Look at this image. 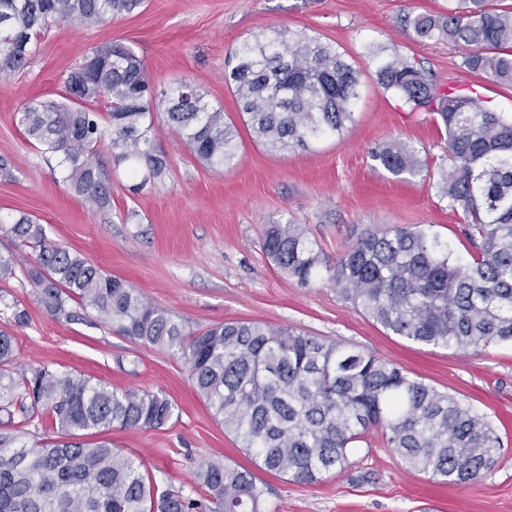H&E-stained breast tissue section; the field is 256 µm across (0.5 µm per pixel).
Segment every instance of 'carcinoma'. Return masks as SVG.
<instances>
[{"label": "carcinoma", "mask_w": 512, "mask_h": 512, "mask_svg": "<svg viewBox=\"0 0 512 512\" xmlns=\"http://www.w3.org/2000/svg\"><path fill=\"white\" fill-rule=\"evenodd\" d=\"M142 5L0 0V78L28 66L50 22L102 23ZM404 22L418 41L466 49L460 68L512 86V7L457 0L443 16ZM85 61L89 65L63 75V95L28 103L19 123L43 154L59 158L64 181L88 208L105 211L112 202V187L92 162L101 146L116 163L145 168L139 185L164 180L168 162L151 135L155 112H165L202 165L216 169L234 160L235 131L224 122L223 107L203 102L195 85L180 81L156 96L142 60L122 42L94 48ZM376 76L384 90L439 116L451 168L434 186L449 208L462 209L470 258L458 256L430 226L408 224L365 229L333 260L304 225L288 222L265 225L266 256L301 287L324 278L340 286L365 317L415 343L455 351L512 343V115L445 90L430 71L397 54ZM224 81L254 139L272 151L307 150L343 136L355 121L359 72L334 46L304 32L281 30L243 42ZM74 83L81 85L78 101ZM372 157L394 175L422 170L401 141L378 145ZM0 232L35 248L24 276L53 316L73 322L90 309L121 336L177 350L224 433L261 470L317 484L345 469L373 429L406 468L443 484L473 481L495 462L501 443L487 417L392 363L260 321L191 332L128 282L48 240L37 220L0 221ZM14 357L13 336L0 331L1 379ZM18 386L46 410L61 439L19 447L18 435L0 433V512H268L270 489L250 469L201 458L194 476L205 498L194 499L159 489L122 449L83 441L112 428L164 427L175 410L165 395L110 390L38 364L20 383L0 386L1 412L16 401Z\"/></svg>", "instance_id": "obj_1"}]
</instances>
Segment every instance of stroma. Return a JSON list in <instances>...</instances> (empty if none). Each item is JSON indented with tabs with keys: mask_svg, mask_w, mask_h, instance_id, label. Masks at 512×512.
Segmentation results:
<instances>
[{
	"mask_svg": "<svg viewBox=\"0 0 512 512\" xmlns=\"http://www.w3.org/2000/svg\"><path fill=\"white\" fill-rule=\"evenodd\" d=\"M455 0H145L133 13L101 24L55 21L41 35L23 70L0 79V157L11 164L0 175V218L26 214L48 240L65 245L126 280L155 305L203 330L224 321L289 326L328 342L356 348L422 378L487 416L502 440L491 468L464 485L437 482L407 470L371 431L349 466L315 484L266 476L275 512H512V345L466 351L425 346L372 323L339 288L320 280L303 288L284 278L263 250L264 225H305L330 257L339 256L355 232L427 224L460 256L471 246L461 233L462 211L449 209L434 183L447 167L443 126L434 114L412 109L381 88V58L399 54L423 62L443 83L477 89L488 108L512 113V88L460 68L457 48L445 41L418 42L401 21L407 15H440ZM287 29L331 43L360 72L355 122L343 137L312 149L274 152L257 143L224 83L228 59L244 40ZM131 45L155 91L181 80L198 86L210 104L222 105L237 136L232 166L201 165L154 114L155 146L169 160L163 182L136 188L127 164L108 150L96 161L112 182V207L87 208L63 182L56 158L29 141L19 114L34 99L55 98L61 78L93 48ZM397 138L414 147L426 172L393 175L374 161L378 144ZM25 311L24 325L14 323ZM13 334L20 380L29 365L81 374L118 390L165 394L175 405L161 429L104 433V440L142 462L159 485L202 498L194 482L197 460L249 465L245 452L197 395L180 354L113 333L94 313L82 320L55 318L37 300L23 274L0 278V330ZM23 428L22 443L52 436L44 410L13 407L0 413V431Z\"/></svg>",
	"mask_w": 512,
	"mask_h": 512,
	"instance_id": "stroma-1",
	"label": "stroma"
}]
</instances>
